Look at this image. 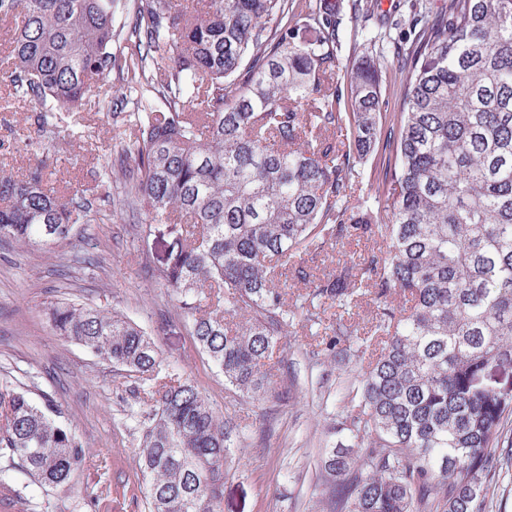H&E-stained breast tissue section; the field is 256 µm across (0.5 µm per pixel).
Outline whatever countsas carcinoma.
Segmentation results:
<instances>
[{
  "instance_id": "obj_1",
  "label": "carcinoma",
  "mask_w": 512,
  "mask_h": 512,
  "mask_svg": "<svg viewBox=\"0 0 512 512\" xmlns=\"http://www.w3.org/2000/svg\"><path fill=\"white\" fill-rule=\"evenodd\" d=\"M343 0H0L11 38L0 81L40 107L110 112L129 135L112 157L113 212L145 240L166 227L158 270L200 351L242 394L298 322L326 350L371 352L359 403L321 460L329 512H485L512 395L473 380L512 371V0H414L395 158L375 196L356 195L380 136L382 65L393 43L363 29L340 111ZM286 20L271 28V20ZM119 88L103 97L100 80ZM92 202L47 189L43 169L0 176V240L59 242ZM372 244L317 276L305 256ZM302 286L288 304V285ZM387 304L362 336L345 314ZM51 328L142 382L139 447L148 512H221L231 430L192 380L163 371L155 341L106 309L48 302ZM61 408L0 385V457L43 486L86 463ZM21 497L14 466L0 489Z\"/></svg>"
}]
</instances>
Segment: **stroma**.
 <instances>
[{"label": "stroma", "mask_w": 512, "mask_h": 512, "mask_svg": "<svg viewBox=\"0 0 512 512\" xmlns=\"http://www.w3.org/2000/svg\"><path fill=\"white\" fill-rule=\"evenodd\" d=\"M410 0H376L365 15L344 9L343 55L360 28L397 21L394 35L408 41ZM411 56L388 57L381 113L403 110L402 81ZM0 89V140L21 133L25 143L0 154V171L23 178L36 162L48 186L96 206L92 220L75 225L71 238L51 245L0 242V379L27 390L36 403L61 405L80 441L86 465L68 485L52 488L20 476L21 500L9 512H88V495L109 488L96 512H145L137 448L148 421L139 381L83 346L58 336L44 308L54 299L110 309L155 340L167 372L193 380L220 421L232 430L222 512H326L319 465L335 439L339 407L357 403L358 377L366 358L338 362L303 325L282 340L269 370V390L255 400L228 389L224 377L198 350L189 319L151 269L165 255L161 239H141L133 224L113 222L111 146L125 133L111 117L74 112L53 132L37 131L33 108L6 107Z\"/></svg>", "instance_id": "stroma-1"}]
</instances>
